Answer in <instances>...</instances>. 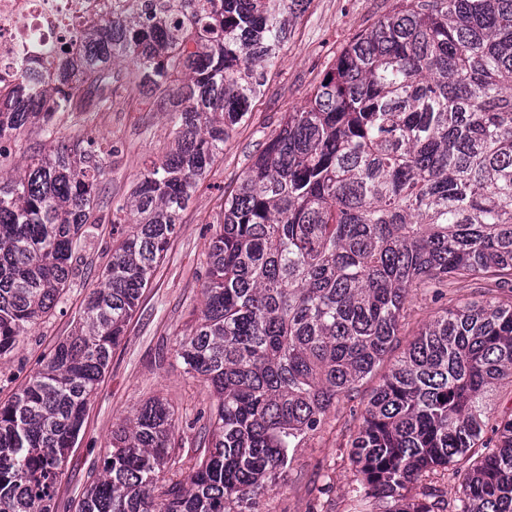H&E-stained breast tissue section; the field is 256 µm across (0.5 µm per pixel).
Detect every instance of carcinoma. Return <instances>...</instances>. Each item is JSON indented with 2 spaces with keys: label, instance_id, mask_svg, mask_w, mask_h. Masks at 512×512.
<instances>
[{
  "label": "carcinoma",
  "instance_id": "obj_1",
  "mask_svg": "<svg viewBox=\"0 0 512 512\" xmlns=\"http://www.w3.org/2000/svg\"><path fill=\"white\" fill-rule=\"evenodd\" d=\"M46 61L0 84V361L52 317L112 224V254L77 331L0 403V512H53L57 484L112 349L224 141L264 91L311 0H126ZM130 63L117 84L112 64ZM172 113V145L106 219L101 144L56 137L57 113L98 112L117 91ZM38 153L5 174L4 138ZM118 146L105 153L113 155ZM512 285V0H396L356 33L305 103L281 119L210 242L201 308L174 353L214 400L210 455L177 479L172 407L152 399L112 431L77 512H256L289 454L390 353L414 288ZM512 299L446 307L373 391L351 440L356 498L382 512H445L422 485L453 468L450 512H512ZM492 437H486V433ZM39 137L35 133V129H28L20 134L15 142L13 141L11 144H16L14 148V153L16 154L15 162L19 163L22 160V157H28L36 154L39 151Z\"/></svg>",
  "mask_w": 512,
  "mask_h": 512
}]
</instances>
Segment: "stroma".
<instances>
[{"instance_id":"35a3bbf8","label":"stroma","mask_w":512,"mask_h":512,"mask_svg":"<svg viewBox=\"0 0 512 512\" xmlns=\"http://www.w3.org/2000/svg\"><path fill=\"white\" fill-rule=\"evenodd\" d=\"M395 0H311L296 19L279 63L268 74L265 92L248 119L224 143V152L207 178L197 186L180 215L177 234L136 313L114 349L109 366L91 399L83 428L71 449L57 485L54 512H75V505L95 479L116 424L148 399L160 396L175 410V446L170 465L179 469L208 455L211 400L204 383L190 377L176 358L177 335L201 307L207 251L215 224L224 217V195L235 189L253 155L279 129L285 112L304 103L322 79L329 61L345 41L391 10ZM168 113L154 111L141 97L117 94L109 109L92 116H62L58 135L65 140L95 136L120 143L121 153L104 158L105 177L99 186L104 202L125 198L148 160L165 152L171 141ZM112 247V226L97 225L82 241V260L72 288L55 315L30 329L17 349L0 364V401H6L34 368L41 354L70 336L89 290L97 284ZM505 299L493 280L454 281L442 293L420 287L406 304V316L393 343L400 356L420 327L437 311L484 294ZM364 379L354 401L339 402L322 430L295 449L284 482L260 500L258 512H354V471L349 459L352 418L387 372Z\"/></svg>"}]
</instances>
